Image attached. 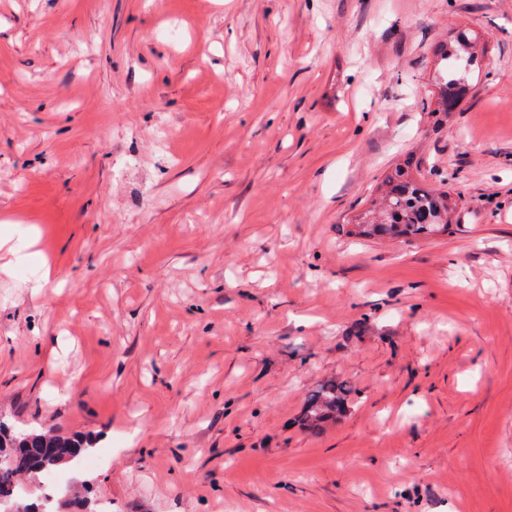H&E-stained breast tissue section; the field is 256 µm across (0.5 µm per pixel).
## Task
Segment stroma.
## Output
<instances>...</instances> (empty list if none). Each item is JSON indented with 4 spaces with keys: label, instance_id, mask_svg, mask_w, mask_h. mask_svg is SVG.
Listing matches in <instances>:
<instances>
[{
    "label": "stroma",
    "instance_id": "stroma-1",
    "mask_svg": "<svg viewBox=\"0 0 512 512\" xmlns=\"http://www.w3.org/2000/svg\"><path fill=\"white\" fill-rule=\"evenodd\" d=\"M405 162L447 232L352 235ZM0 237L71 512H512V0H0ZM472 37L465 32L457 35L455 40L450 43H440L436 47V52L444 62V68L440 75L439 93L437 98V111L451 112L455 110L468 91V82L464 73L467 67H474L477 63V57L472 49ZM463 59L466 66L461 71H452L448 68V61ZM464 72V73H463ZM346 392L347 389L343 385H336L333 381L320 385L307 399L304 421L317 425L329 418L341 405L344 399L342 396Z\"/></svg>",
    "mask_w": 512,
    "mask_h": 512
}]
</instances>
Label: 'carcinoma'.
I'll return each instance as SVG.
<instances>
[{"label":"carcinoma","instance_id":"cac0c4a2","mask_svg":"<svg viewBox=\"0 0 512 512\" xmlns=\"http://www.w3.org/2000/svg\"><path fill=\"white\" fill-rule=\"evenodd\" d=\"M436 52L443 62L463 59L472 68L477 57L472 52V37L465 32L450 43H440ZM468 91L464 73L443 68L440 75L437 112L455 110ZM382 219L365 214L357 222L354 234L361 237L418 236L448 230V194L435 193L408 178L407 172L399 168L389 179V190L383 199ZM347 389L335 382H327L312 391L304 411V421L316 425L336 412ZM92 447L86 436L65 437L56 442L47 440L46 434L38 430L10 428L0 423V512L15 502H28L29 491L18 493L15 487L26 477L30 481L42 478L43 465L54 456V449L74 461Z\"/></svg>","mask_w":512,"mask_h":512}]
</instances>
